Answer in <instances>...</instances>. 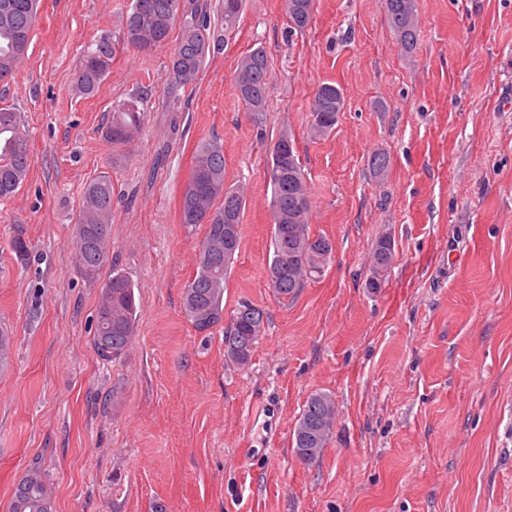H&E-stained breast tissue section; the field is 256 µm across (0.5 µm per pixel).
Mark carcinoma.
Returning <instances> with one entry per match:
<instances>
[{"label":"carcinoma","instance_id":"carcinoma-1","mask_svg":"<svg viewBox=\"0 0 512 512\" xmlns=\"http://www.w3.org/2000/svg\"><path fill=\"white\" fill-rule=\"evenodd\" d=\"M244 0H221L220 11L224 30L235 28L243 10ZM388 22L400 45L411 51L419 40L417 0H385ZM315 0H285L291 28L301 31L312 18ZM37 0H0V81L13 76L28 50L30 36L37 21ZM180 23V38L168 70V85L173 90L192 85L205 66L207 57L221 46L212 31L207 6L185 3V0H133L131 12L122 28L123 43L147 52L165 43L175 25ZM116 44L108 39L99 41L87 52L75 82V93L83 98L94 96L110 71ZM271 70L265 51L256 48L237 64L235 84L239 98L247 111L261 115L269 101ZM345 107L342 89L334 83H323L315 94L311 130L317 136L330 133L339 113ZM144 109L133 98L115 105L104 135L114 145L133 141L142 126ZM291 140L288 133L278 136L271 148L267 165L271 188L270 210L272 259L268 276L275 293L294 296L305 281L320 275L332 254V243L323 236H313L309 230L311 201L306 174L298 156L278 160L282 141ZM374 175L386 173L390 157L378 151L368 161ZM27 140L19 131L18 112L12 107H0V198L12 196L24 183L28 170ZM112 180L99 176L85 184L76 218L74 243L79 269L91 280L107 261V243L112 226ZM246 207L244 195L224 179V147L212 140L201 144L195 155L190 177L181 195L180 220L183 224H204L206 235L200 249L213 246L217 258L202 270L197 265L193 280L184 289L183 309L187 319L199 326L198 312L209 313L208 326L222 321L224 287L240 244L224 252V224L237 226L235 238H240L238 226ZM392 243L380 239L374 252L373 276L382 281L393 260ZM137 305L134 287L123 275L115 274L104 285L97 309L94 346L98 357L110 361L123 354L135 334ZM267 318L264 309L242 303L224 330V347L232 345L253 351V338L261 335ZM336 407L332 398L314 393L306 400L292 433V448H314L321 451L332 433ZM54 498L49 483L38 467L29 469L15 485L9 512H53Z\"/></svg>","mask_w":512,"mask_h":512}]
</instances>
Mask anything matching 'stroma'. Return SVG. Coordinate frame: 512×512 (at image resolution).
<instances>
[{
	"mask_svg": "<svg viewBox=\"0 0 512 512\" xmlns=\"http://www.w3.org/2000/svg\"><path fill=\"white\" fill-rule=\"evenodd\" d=\"M131 0H39L28 51L0 82L20 114L30 168L0 198V512L40 468L54 512H512V0H418L404 51L385 0H316L289 32L284 0H246L193 89L169 93L179 31L149 52L121 45ZM117 42L97 94L74 92L96 42ZM273 79L262 116L238 96L255 48ZM345 95L315 137L321 83ZM141 97L133 142L102 128ZM291 135L307 173L312 235L333 244L295 297L268 281L267 163ZM224 146V177L246 196L241 247L224 289L267 320L246 365L224 327L199 331L184 288L202 224L180 221L196 149ZM389 153L377 176L369 156ZM114 188L98 278L73 249L85 183ZM28 243L26 260L13 249ZM394 256L369 288L380 238ZM133 284L137 328L105 362L94 334L112 274ZM332 396L333 432L315 461L291 447L307 398Z\"/></svg>",
	"mask_w": 512,
	"mask_h": 512,
	"instance_id": "stroma-1",
	"label": "stroma"
}]
</instances>
